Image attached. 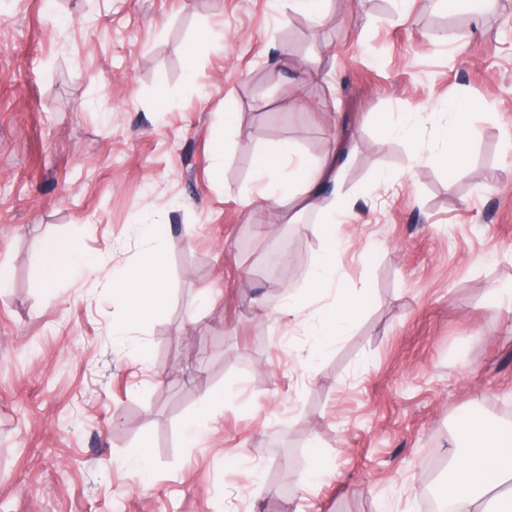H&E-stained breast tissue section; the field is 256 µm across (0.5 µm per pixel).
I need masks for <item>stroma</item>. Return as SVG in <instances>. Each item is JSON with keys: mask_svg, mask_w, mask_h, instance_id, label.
Segmentation results:
<instances>
[{"mask_svg": "<svg viewBox=\"0 0 512 512\" xmlns=\"http://www.w3.org/2000/svg\"><path fill=\"white\" fill-rule=\"evenodd\" d=\"M456 98L451 172L426 157ZM400 113L413 138L385 133ZM342 120L338 279L369 294L315 356L334 294L262 304L302 296L321 216L273 222L251 170L277 141L319 161ZM143 224L168 301L136 329L90 274L45 282L38 240L122 267ZM0 267V512H425L460 420L512 425V0H330L317 25L275 0H0ZM473 105L467 100L448 102L449 119L437 131V150L426 159L451 172L462 169L466 161L467 144L472 138L471 114Z\"/></svg>", "mask_w": 512, "mask_h": 512, "instance_id": "stroma-1", "label": "stroma"}]
</instances>
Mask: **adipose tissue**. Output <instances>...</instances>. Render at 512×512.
Wrapping results in <instances>:
<instances>
[{"instance_id":"ef3b65f1","label":"adipose tissue","mask_w":512,"mask_h":512,"mask_svg":"<svg viewBox=\"0 0 512 512\" xmlns=\"http://www.w3.org/2000/svg\"><path fill=\"white\" fill-rule=\"evenodd\" d=\"M472 109L467 100L449 102V119L437 131V150L431 162L453 172L462 168L473 134ZM348 140V131L340 130L336 149L314 164L304 160L291 144L274 143L260 152L253 169L254 196L275 213L318 211L327 216L317 226L325 248L307 283L309 295L336 294L335 304L322 311L316 331L322 348L349 331L365 301L364 294L340 287L336 278L342 226L332 218L335 200L325 195L328 187L338 183ZM139 231L147 248L134 266L115 267L101 257L88 263L89 272L97 274L109 293L120 295L126 302L123 324L130 329L161 309L168 299L158 229L143 224ZM37 249L44 271L56 277L67 275L79 262L74 244L67 239L43 240ZM450 456L444 494L454 504L455 512H512V493L502 491L503 486L512 483L511 427L484 419H462Z\"/></svg>"}]
</instances>
